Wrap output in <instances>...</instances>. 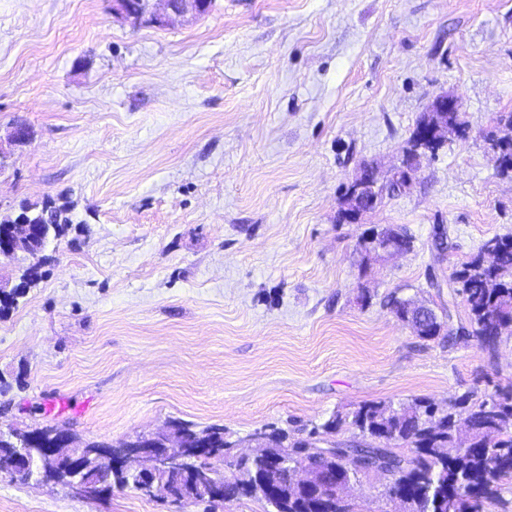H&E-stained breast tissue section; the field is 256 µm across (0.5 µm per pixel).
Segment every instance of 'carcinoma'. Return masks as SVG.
<instances>
[{
  "mask_svg": "<svg viewBox=\"0 0 512 512\" xmlns=\"http://www.w3.org/2000/svg\"><path fill=\"white\" fill-rule=\"evenodd\" d=\"M497 162L502 173L512 172V140L499 144ZM28 208L33 223L48 225L49 242L65 235L72 224L68 208L49 197ZM452 279L464 298L472 336L493 345L499 327L512 326V236L486 240L477 255L453 271ZM173 424L190 436L224 435L219 424L200 427L183 419ZM345 428L357 431L361 441L349 446L336 440ZM266 431L273 444L269 453L287 463L305 460L317 470H335L345 480L360 475L361 463H380L379 474L388 479L386 490L405 494L408 512H487L512 487L511 387L480 397L467 391L439 409L424 397L397 407L364 402L350 413H333L310 431L274 426ZM28 433L43 447L58 427L21 434L0 431V448L7 454L23 447L22 435ZM254 472L251 466L241 468L225 498L253 495L264 501L266 512H355V505L343 497L322 499L311 490L292 497L285 483L277 493L254 495L247 489Z\"/></svg>",
  "mask_w": 512,
  "mask_h": 512,
  "instance_id": "cac0c4a2",
  "label": "carcinoma"
}]
</instances>
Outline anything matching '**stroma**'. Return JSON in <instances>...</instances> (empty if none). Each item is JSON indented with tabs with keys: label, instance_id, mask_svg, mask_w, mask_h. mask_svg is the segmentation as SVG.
I'll return each mask as SVG.
<instances>
[{
	"label": "stroma",
	"instance_id": "35a3bbf8",
	"mask_svg": "<svg viewBox=\"0 0 512 512\" xmlns=\"http://www.w3.org/2000/svg\"><path fill=\"white\" fill-rule=\"evenodd\" d=\"M444 93L465 137L338 222L350 181L390 175ZM503 112L512 0H212L164 28L113 18L112 0H0V214L50 197L72 217L0 314V428L115 442L184 419L244 437L512 386V335L426 340L389 303L466 323L453 269L512 235V178L486 145ZM388 225L413 248L366 260ZM384 484L366 474L345 496L402 512ZM265 509L0 474V512ZM64 485L67 486L74 495L85 499H95L112 490L109 485L89 481L84 478V476L80 478L71 477Z\"/></svg>",
	"mask_w": 512,
	"mask_h": 512
}]
</instances>
